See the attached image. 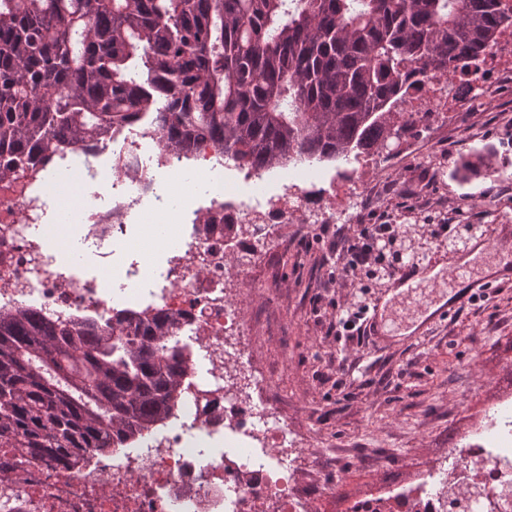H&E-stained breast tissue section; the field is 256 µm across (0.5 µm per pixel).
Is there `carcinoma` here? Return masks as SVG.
<instances>
[{
	"label": "carcinoma",
	"mask_w": 512,
	"mask_h": 512,
	"mask_svg": "<svg viewBox=\"0 0 512 512\" xmlns=\"http://www.w3.org/2000/svg\"><path fill=\"white\" fill-rule=\"evenodd\" d=\"M510 21L502 0H0V182L134 120L241 168L356 159L393 134L409 67L446 83ZM188 360L160 315L0 312V448L131 445Z\"/></svg>",
	"instance_id": "obj_1"
}]
</instances>
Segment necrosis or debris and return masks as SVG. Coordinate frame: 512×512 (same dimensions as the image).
Returning a JSON list of instances; mask_svg holds the SVG:
<instances>
[{
	"instance_id": "1",
	"label": "necrosis or debris",
	"mask_w": 512,
	"mask_h": 512,
	"mask_svg": "<svg viewBox=\"0 0 512 512\" xmlns=\"http://www.w3.org/2000/svg\"><path fill=\"white\" fill-rule=\"evenodd\" d=\"M512 80V29L487 47L476 68L447 87L413 74L405 111L422 122L394 145L361 156L338 176L294 167L277 194L258 187L240 199L212 180L215 148L199 138L193 165L161 151L155 169L141 158L155 126L138 123L93 145L68 146L37 170L0 183V311L29 308L53 320L110 321L117 303L144 305L173 320L192 354L174 415L134 448L84 449V460L26 463L0 448V512H319L331 493L303 438L273 399L242 315L239 289L224 284V250L260 264L267 240L302 214L308 224H347L370 177L413 154L420 139L447 133L457 113ZM171 229L145 238L147 252L171 255L153 272L131 259L128 225L143 208ZM92 255L93 273L80 257ZM124 286L113 292L112 277ZM225 437L228 448L199 446ZM347 512H512V398L486 412L470 436L432 457L423 474L351 501Z\"/></svg>"
}]
</instances>
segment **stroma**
I'll use <instances>...</instances> for the list:
<instances>
[{
	"instance_id": "stroma-1",
	"label": "stroma",
	"mask_w": 512,
	"mask_h": 512,
	"mask_svg": "<svg viewBox=\"0 0 512 512\" xmlns=\"http://www.w3.org/2000/svg\"><path fill=\"white\" fill-rule=\"evenodd\" d=\"M490 166L463 175L464 157ZM358 223L406 229L440 217L442 223L480 225L492 249L467 266L472 276L512 250V86L460 113L452 134L375 173ZM336 254L318 225L289 224L265 259L241 272L224 252V279L249 299L252 344L272 381L288 422L314 452L336 457V485L323 512H343L351 499L383 482L412 480L452 438L468 435L485 409L512 395V283L467 303L451 320L408 342L415 322L407 310L429 297L425 288L395 291L391 278L345 293L331 276ZM379 307L389 341L358 346L334 330L344 300Z\"/></svg>"
}]
</instances>
